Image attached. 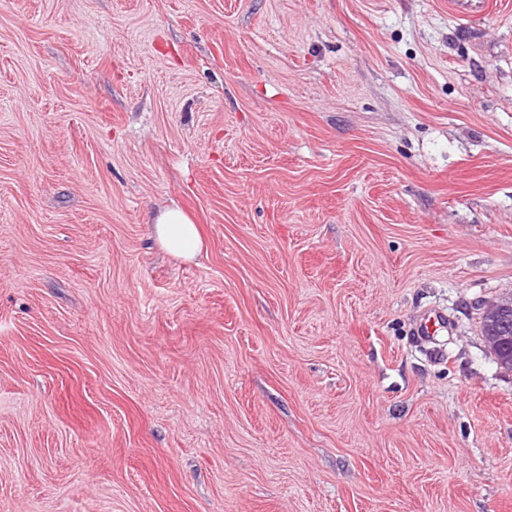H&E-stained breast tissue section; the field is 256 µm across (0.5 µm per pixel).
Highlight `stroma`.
Returning <instances> with one entry per match:
<instances>
[{"instance_id":"1","label":"stroma","mask_w":512,"mask_h":512,"mask_svg":"<svg viewBox=\"0 0 512 512\" xmlns=\"http://www.w3.org/2000/svg\"><path fill=\"white\" fill-rule=\"evenodd\" d=\"M495 2L0 0V512H512ZM153 237L168 254L183 260L194 258L204 245L197 225L176 207L166 208L156 215ZM480 307V310H482V316L480 317L481 333L483 336L485 335L486 338L489 336H497L496 334L503 329L501 323L504 321L507 323V339L500 342L497 345L496 350H493L494 352H492L495 356L496 363L501 368L512 370V312L510 314H506V312L512 308V294L496 297L490 301L482 303ZM504 314L506 315L504 317H500L497 321L485 318L491 317L496 319L498 316H503ZM500 321L501 323L496 328H489Z\"/></svg>"}]
</instances>
